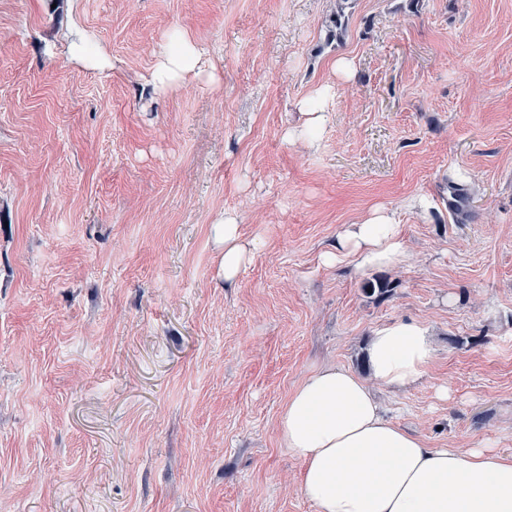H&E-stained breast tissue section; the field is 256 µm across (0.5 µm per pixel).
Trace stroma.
I'll return each mask as SVG.
<instances>
[{
	"label": "stroma",
	"instance_id": "obj_1",
	"mask_svg": "<svg viewBox=\"0 0 512 512\" xmlns=\"http://www.w3.org/2000/svg\"><path fill=\"white\" fill-rule=\"evenodd\" d=\"M176 32L218 83L155 93ZM378 205L409 261L324 264ZM397 320L388 416L512 457V0H0V512H316L279 412ZM214 232L217 243L224 248L221 263L224 280L232 282L247 257L249 246L240 239L238 219L233 214L225 213L214 224ZM434 353L431 333L424 323L395 321L373 332L366 361L374 382L397 390L418 382Z\"/></svg>",
	"mask_w": 512,
	"mask_h": 512
}]
</instances>
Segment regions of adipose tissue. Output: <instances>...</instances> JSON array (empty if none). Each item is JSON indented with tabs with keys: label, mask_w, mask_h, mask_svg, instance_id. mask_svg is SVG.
Masks as SVG:
<instances>
[{
	"label": "adipose tissue",
	"mask_w": 512,
	"mask_h": 512,
	"mask_svg": "<svg viewBox=\"0 0 512 512\" xmlns=\"http://www.w3.org/2000/svg\"><path fill=\"white\" fill-rule=\"evenodd\" d=\"M206 68L203 47L185 34L163 54L152 83L164 93ZM214 232L223 247L224 279L233 281L249 252L237 217L224 214ZM348 257L361 270L405 263L394 212L378 208L363 222L345 225L324 261ZM434 353L424 323H388L367 344L370 379L322 366L289 396L277 435L303 461L302 490L316 512H512L511 458L486 447H427L385 416L370 389L374 383L397 390L418 382Z\"/></svg>",
	"instance_id": "adipose-tissue-1"
}]
</instances>
